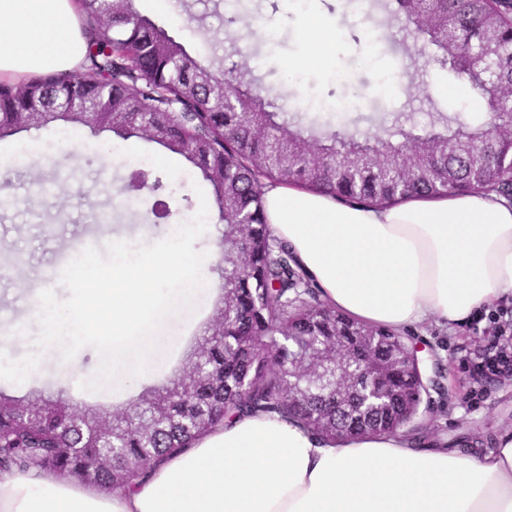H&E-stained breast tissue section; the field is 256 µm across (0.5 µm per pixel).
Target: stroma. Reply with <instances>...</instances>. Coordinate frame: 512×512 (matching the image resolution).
Wrapping results in <instances>:
<instances>
[{
  "label": "stroma",
  "instance_id": "35a3bbf8",
  "mask_svg": "<svg viewBox=\"0 0 512 512\" xmlns=\"http://www.w3.org/2000/svg\"><path fill=\"white\" fill-rule=\"evenodd\" d=\"M178 2L176 17L153 9L150 0H136V6L181 41L193 58L204 63L245 61L265 100L286 92L289 108L302 104L316 112L328 107L326 119L332 128L383 115L388 122H400L402 130L418 131L428 127L438 108L478 117L484 113L483 106L433 92V83L454 84L457 76L433 63V46L401 22L386 18L370 0H317L319 11L335 25L332 70L309 68L294 75L290 67L307 51L304 10L295 0ZM234 13L246 15L250 23L237 42L224 25L225 17ZM392 74L400 75L402 82L385 89ZM66 127L59 120L0 139V157L9 156L25 139L41 145L37 156L16 163L12 176L0 181V348L13 361L33 349L38 323L32 305L40 291L52 287L58 298H67V290L59 285V271L72 258L85 247L102 250L114 240L137 246L165 238L195 214L196 189L212 191L198 168L154 142L132 138L134 154L113 162L99 148L119 143L115 133L84 126L81 139L65 146L59 135ZM135 165L161 179L171 208L165 221L154 219L151 191L126 190V175ZM221 224L217 207H210L207 230L195 247L213 259L211 282L196 296L194 312L166 319L159 337L160 362L146 374L121 378L113 391H83L78 383L97 369V352L84 347L66 362L52 348L23 384L7 381L0 386L19 397L35 390L59 392L109 411L136 398L143 386L171 379L192 337L218 306L223 280L216 229ZM493 331V323L482 314L453 329L430 323L407 333L430 383L420 404L419 435L436 447L460 448L479 435L490 448L500 433L512 430V385L477 383L464 362L467 352L482 345Z\"/></svg>",
  "mask_w": 512,
  "mask_h": 512
}]
</instances>
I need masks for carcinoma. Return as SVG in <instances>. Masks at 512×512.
<instances>
[{"label": "carcinoma", "mask_w": 512, "mask_h": 512, "mask_svg": "<svg viewBox=\"0 0 512 512\" xmlns=\"http://www.w3.org/2000/svg\"><path fill=\"white\" fill-rule=\"evenodd\" d=\"M90 23L83 71L44 73L25 84L0 81V136L22 122H53L67 112H96L103 102L124 112L127 125L113 129L123 138L145 135L183 156L211 182L215 204L226 194L233 205L220 211L222 245L240 251L244 268L223 270L231 284L232 312L224 323L205 327L194 337L182 382L171 379L145 387L128 407L110 414L116 436L92 446L101 411L78 406L62 395H38L31 402L0 390V471H37L75 476L101 489H124L170 456L210 433L226 419L255 413L300 421L329 442L351 435L389 434L406 428L419 414L422 388L413 375L392 370V395L369 415L354 407L336 412L328 389H305L289 375L299 351L350 336L356 328L371 334L370 361L381 344L404 337L382 328L361 326L320 301L288 246L274 238L264 220L266 183L372 205H395L436 194L493 192L512 201V136L495 133L485 122L460 112H434L427 134L445 138L466 130L471 144L457 153L435 144L417 173L384 162L385 154L414 148L409 137L394 142L396 126L370 120L361 132L332 131L306 113L271 112L266 106L251 123L224 102L220 87L229 81L239 96L252 83L245 63L230 69L203 66L185 46L151 19L127 14L120 0L104 8L102 0H81ZM396 18L413 11L412 0H383ZM435 15L451 19L455 40L432 37L437 55L471 90L487 100L512 86V0H436ZM498 36L495 78L478 66L485 31ZM149 181L143 168L131 169L126 189ZM151 182V181H149ZM156 193L152 212L165 218L170 205ZM105 466L94 470L91 458Z\"/></svg>", "instance_id": "1"}]
</instances>
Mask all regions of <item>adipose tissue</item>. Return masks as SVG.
<instances>
[{
	"label": "adipose tissue",
	"instance_id": "adipose-tissue-1",
	"mask_svg": "<svg viewBox=\"0 0 512 512\" xmlns=\"http://www.w3.org/2000/svg\"><path fill=\"white\" fill-rule=\"evenodd\" d=\"M86 29L79 0H0V80L80 72ZM263 209L324 301L360 324L451 327L512 298V202L497 194L378 208L270 183ZM0 512H512V432L481 452L401 433L331 445L258 413L216 427L130 489L0 472Z\"/></svg>",
	"mask_w": 512,
	"mask_h": 512
}]
</instances>
